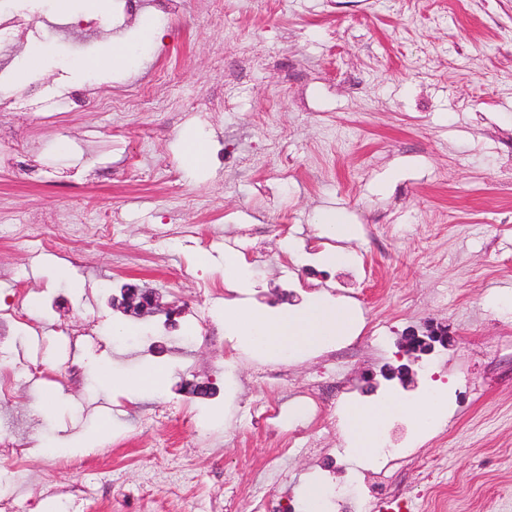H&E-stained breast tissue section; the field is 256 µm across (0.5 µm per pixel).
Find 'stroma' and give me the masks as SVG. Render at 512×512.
<instances>
[{
  "label": "stroma",
  "instance_id": "35a3bbf8",
  "mask_svg": "<svg viewBox=\"0 0 512 512\" xmlns=\"http://www.w3.org/2000/svg\"><path fill=\"white\" fill-rule=\"evenodd\" d=\"M110 2L96 13L88 0L67 12L0 0V84L14 90L0 106V301H34L0 344V377L12 380L0 429L29 445L16 459L0 447L21 512H208L215 501L251 512L241 492L279 452L251 422L258 405L279 406L283 428L308 427L335 462L325 472L309 451L288 458L273 490L295 512L330 483L343 491L337 512H373V474L390 459L400 499L419 512H512V0H269L260 12L253 0H184L171 21L147 0ZM110 39L133 59L108 79L96 58ZM38 44L49 54L26 72ZM162 65L171 80L153 108L116 103ZM193 99L207 112L188 115ZM189 133L205 138L203 166L185 158ZM223 148L246 163L220 164ZM114 209L124 224L102 236L98 220ZM321 212L351 224L352 241L323 234ZM29 224L61 249L23 242ZM243 224L263 227L250 256ZM340 249L346 260L328 262ZM228 261L247 289L225 287ZM129 286L158 297L155 313L108 305ZM321 292L347 300L356 321L315 350L267 360L228 333L221 359L209 340L177 336L151 356L127 340L170 310L204 308L220 323L228 305L294 308ZM429 324L447 326L450 342L414 384L380 376L401 336ZM263 361L274 377L252 381ZM35 364L50 379L32 380ZM149 371L158 384L124 388ZM366 373L374 386L352 404L479 388L428 429L390 419L378 460L362 464L327 425L336 407L311 424L297 396ZM209 382L215 395L189 394ZM178 403L189 413L141 428ZM176 454L194 482L177 496L149 489Z\"/></svg>",
  "mask_w": 512,
  "mask_h": 512
}]
</instances>
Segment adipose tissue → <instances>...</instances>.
<instances>
[{"label":"adipose tissue","instance_id":"obj_1","mask_svg":"<svg viewBox=\"0 0 512 512\" xmlns=\"http://www.w3.org/2000/svg\"><path fill=\"white\" fill-rule=\"evenodd\" d=\"M225 322L245 346L274 357L286 349H309L346 335L353 321L350 313L320 296L312 297L298 309L270 312L228 311ZM441 407L437 398L413 405L388 399L370 407H359L349 414L347 438L352 456L365 459L375 452L379 427L395 413L411 415L419 424L433 425Z\"/></svg>","mask_w":512,"mask_h":512}]
</instances>
